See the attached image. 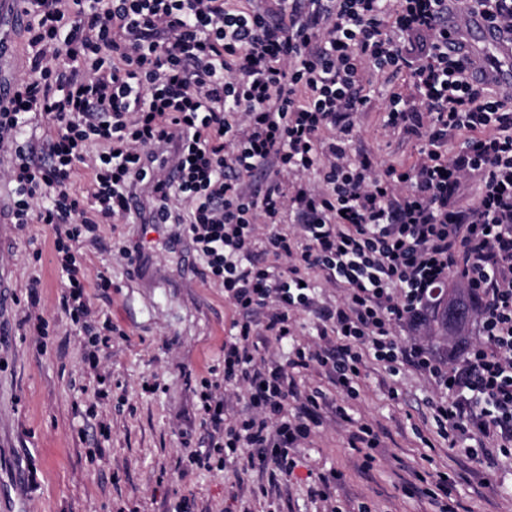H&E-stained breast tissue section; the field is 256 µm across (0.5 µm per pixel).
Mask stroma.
<instances>
[{"instance_id":"35a3bbf8","label":"stroma","mask_w":512,"mask_h":512,"mask_svg":"<svg viewBox=\"0 0 512 512\" xmlns=\"http://www.w3.org/2000/svg\"><path fill=\"white\" fill-rule=\"evenodd\" d=\"M386 88L374 81L351 150L353 160L370 157L382 170L416 155L411 140L382 125ZM140 232L103 224L82 250L89 277L102 271L112 281L89 290L96 324L112 323L93 370L85 332L60 306L66 275L51 230L0 224V512H438L427 491L443 476L454 512H512V458L490 470L449 447L426 407V377H393L369 358L352 400L319 370L296 373L299 388H320L329 407L298 448L292 474L261 493L267 473L225 462L194 395L209 368L223 369L238 314L223 288L205 280L189 244L147 246L143 268L123 258L120 247L134 246ZM32 313L48 320L47 335H34ZM101 388L109 398L99 405ZM95 419L109 432L88 436ZM355 421L381 435L372 461L348 444ZM323 476L333 479L325 503L310 496Z\"/></svg>"}]
</instances>
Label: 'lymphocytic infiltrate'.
I'll return each instance as SVG.
<instances>
[{"mask_svg": "<svg viewBox=\"0 0 512 512\" xmlns=\"http://www.w3.org/2000/svg\"><path fill=\"white\" fill-rule=\"evenodd\" d=\"M28 2L30 69L0 102L11 156L0 178L14 223L54 234L61 305L91 333L89 362L109 337L92 329L77 246L129 221L139 192L240 315L222 376L198 393L213 447L233 462L291 472L290 449L327 404L320 389H298L294 371L318 366L352 395L367 356L428 377L449 447L491 469L512 455V113L471 79L465 50L449 54L448 0ZM404 69L411 93L391 92L383 121L418 141L417 164L352 161L365 74ZM38 118L53 127L40 161L25 137ZM313 170L316 185L304 180ZM470 177L482 188L464 207L454 196ZM260 251L286 268L255 261ZM315 272L340 289L335 305L319 303ZM452 274L478 301L479 337L457 361L423 341L430 298ZM298 311L317 320L316 340L285 362L263 358L258 337L291 345Z\"/></svg>", "mask_w": 512, "mask_h": 512, "instance_id": "f902f5d3", "label": "lymphocytic infiltrate"}]
</instances>
